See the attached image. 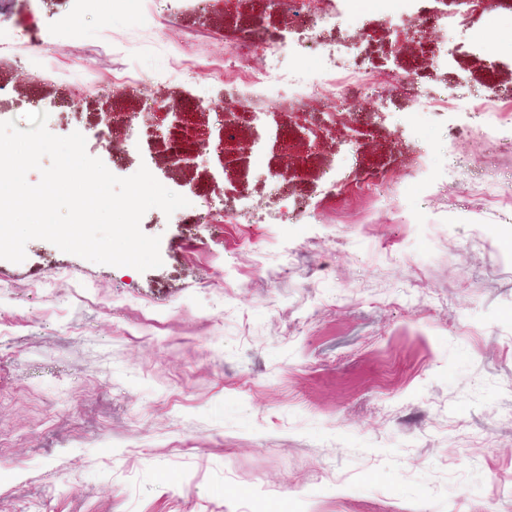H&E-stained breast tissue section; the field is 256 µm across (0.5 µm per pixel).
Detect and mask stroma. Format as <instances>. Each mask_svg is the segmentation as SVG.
<instances>
[{
	"label": "stroma",
	"mask_w": 512,
	"mask_h": 512,
	"mask_svg": "<svg viewBox=\"0 0 512 512\" xmlns=\"http://www.w3.org/2000/svg\"><path fill=\"white\" fill-rule=\"evenodd\" d=\"M66 20L64 40L23 39ZM225 26L223 8L171 18L165 0L80 19L71 0H0L20 37L0 57V111L65 99L55 135L96 131L113 92L100 78L133 73L179 109L188 95L158 67L220 65ZM446 38L425 89L512 102V13ZM28 55L47 79L13 65ZM360 57L396 69L410 52L378 26ZM488 139L427 114L368 141L388 211L350 184L323 191L344 135L294 143L315 157L299 187L320 223L204 227L153 208L141 229L163 263L143 272L40 239L0 259V512H512V204H472L476 176L512 193V136L487 165ZM135 162L176 193L210 175L159 150Z\"/></svg>",
	"instance_id": "obj_1"
}]
</instances>
